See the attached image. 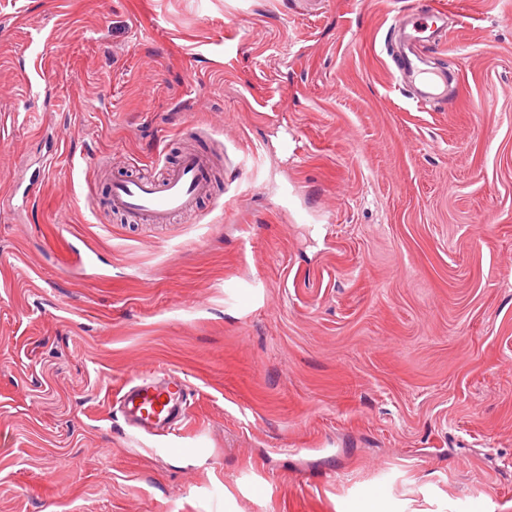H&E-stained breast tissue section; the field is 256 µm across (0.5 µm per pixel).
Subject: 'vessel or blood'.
I'll return each instance as SVG.
<instances>
[{
  "label": "vessel or blood",
  "mask_w": 512,
  "mask_h": 512,
  "mask_svg": "<svg viewBox=\"0 0 512 512\" xmlns=\"http://www.w3.org/2000/svg\"><path fill=\"white\" fill-rule=\"evenodd\" d=\"M421 5H413L409 14L396 15L391 27L399 35L396 68L419 77L418 101L447 102L448 74L422 66L423 26ZM212 161L209 154L186 151L177 167L159 179L128 178L113 182L109 194L112 210L122 212L145 224H167L191 211L197 200L210 191ZM187 384L177 374L160 372L130 380L118 394L119 409L134 430L174 441L188 420Z\"/></svg>",
  "instance_id": "obj_1"
}]
</instances>
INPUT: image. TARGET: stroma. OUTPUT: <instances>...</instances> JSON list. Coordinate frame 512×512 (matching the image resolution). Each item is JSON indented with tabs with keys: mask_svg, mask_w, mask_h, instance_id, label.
<instances>
[{
	"mask_svg": "<svg viewBox=\"0 0 512 512\" xmlns=\"http://www.w3.org/2000/svg\"><path fill=\"white\" fill-rule=\"evenodd\" d=\"M413 2L0 0V512H512V0H423L426 108ZM190 146L196 218L106 208ZM409 14H398L390 26L399 35L396 68L399 73H416L419 77L418 103L427 106L429 102L448 100V73L440 69H423L421 48L426 41L421 36L424 32L419 23L420 13L423 12L420 1H415ZM187 387L172 372L138 376L124 385L116 400L130 428L148 434L160 433L170 445L188 420Z\"/></svg>",
	"mask_w": 512,
	"mask_h": 512,
	"instance_id": "stroma-1",
	"label": "stroma"
}]
</instances>
